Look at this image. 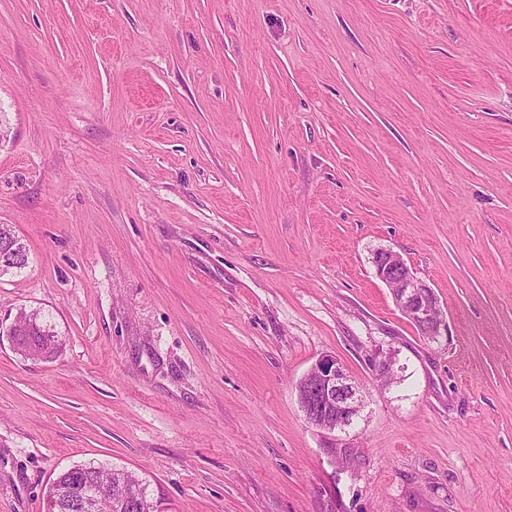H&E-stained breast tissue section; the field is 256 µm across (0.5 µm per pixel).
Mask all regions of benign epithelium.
<instances>
[{
    "label": "benign epithelium",
    "mask_w": 512,
    "mask_h": 512,
    "mask_svg": "<svg viewBox=\"0 0 512 512\" xmlns=\"http://www.w3.org/2000/svg\"><path fill=\"white\" fill-rule=\"evenodd\" d=\"M375 276L392 292L398 309L428 340L436 342L446 332L443 307L433 289L416 276L401 254L392 249L374 252ZM297 397L306 420L333 433L344 431L360 416L363 391L334 355L321 356L296 386ZM91 476L82 472L65 491L70 507L80 512L93 508L97 489L87 490Z\"/></svg>",
    "instance_id": "1"
}]
</instances>
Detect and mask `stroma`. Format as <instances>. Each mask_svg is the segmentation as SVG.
<instances>
[{
  "label": "stroma",
  "mask_w": 512,
  "mask_h": 512,
  "mask_svg": "<svg viewBox=\"0 0 512 512\" xmlns=\"http://www.w3.org/2000/svg\"><path fill=\"white\" fill-rule=\"evenodd\" d=\"M0 113V324L64 336L0 337V512L92 461L169 512H512V0H0ZM325 354L365 395L332 435ZM18 239L7 225H0V274H21L28 266V253L22 244L14 249L12 240ZM11 244V249L10 246ZM375 276L392 292L398 309L419 330L421 336L436 342L444 336L447 322L443 307L433 289L416 276L405 259L391 249L374 252ZM29 322H32L34 327L29 337L36 340V343L29 346L24 342L16 349L17 352L27 357V350L33 347L42 355V360L55 357L61 349L63 340L53 316L45 311L31 310L21 320V331L27 329L26 325ZM296 390L306 420L328 433L345 431L364 405L362 389L335 355L321 356Z\"/></svg>",
  "instance_id": "1"
}]
</instances>
